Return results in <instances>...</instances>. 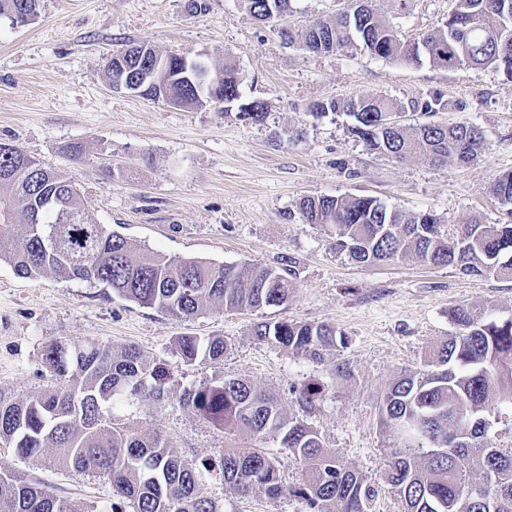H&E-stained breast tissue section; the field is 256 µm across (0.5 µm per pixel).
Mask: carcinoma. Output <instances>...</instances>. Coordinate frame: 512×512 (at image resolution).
I'll use <instances>...</instances> for the list:
<instances>
[{"label":"carcinoma","mask_w":512,"mask_h":512,"mask_svg":"<svg viewBox=\"0 0 512 512\" xmlns=\"http://www.w3.org/2000/svg\"><path fill=\"white\" fill-rule=\"evenodd\" d=\"M242 2L264 22L283 18L290 8V0ZM39 8L40 0H0V18L18 25ZM299 37L306 50L319 55L359 50L410 66L427 61L451 71L493 67L512 79V0H455L443 26L412 39L402 37L375 6L320 19ZM160 55L142 42L128 44L110 55L104 74L113 89L120 79L134 86L131 93L154 100L143 79ZM162 56L176 78L174 94L181 107L203 106L205 98L196 88L178 80L185 68L179 53ZM214 77L208 97L237 100L240 120L254 125L266 121V103L243 96L234 63L225 61ZM446 106L437 97L405 102L362 94L318 101L312 111L353 117L349 131L369 151L438 165L471 163L478 158L483 133L469 122L385 126L396 113L433 115ZM493 193L512 217L511 172L499 176ZM299 212L307 224L332 227L334 249L358 263L415 257L453 266L465 275L512 277V222L468 221L449 233L430 212H407L350 195L305 197ZM70 214L84 216L86 207L67 174L13 145L0 147V260L22 278L52 274L98 284L176 319H191L216 305L227 310L279 307L292 292L291 272L161 256L101 224L71 223ZM450 319L456 335L419 369L393 381L380 404V425L388 436L381 448L385 477L404 512H448L466 493V512H512V445L495 446L487 438L499 420L489 399L498 396L512 404V318L461 303L451 309ZM253 336L312 360L348 343L343 332L326 323L264 320L254 326ZM175 351L187 363L201 357L219 365L228 345L221 336H180ZM42 362L55 386L26 399L0 393L1 446L45 468L107 477L112 483L110 512H218L195 468L160 433L137 434L112 416L111 405L127 397L153 402L167 397L165 371L140 348L52 341L43 348ZM181 401L226 430L279 443L298 465V482L286 486L276 459L264 449L224 448L203 467L218 472L239 494L258 491L274 499L288 493L303 500L307 512H365L371 495L365 477L324 449L315 429L286 417L274 394L247 380L222 376L185 390ZM487 477L496 481L492 498L480 488ZM0 512L88 510L83 501L61 497L39 481L0 474Z\"/></svg>","instance_id":"cac0c4a2"}]
</instances>
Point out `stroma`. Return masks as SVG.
Listing matches in <instances>:
<instances>
[{
	"label": "stroma",
	"instance_id": "35a3bbf8",
	"mask_svg": "<svg viewBox=\"0 0 512 512\" xmlns=\"http://www.w3.org/2000/svg\"><path fill=\"white\" fill-rule=\"evenodd\" d=\"M41 0L39 18L15 26L0 20V142L46 167L64 171L85 198L89 222L166 257L211 263L294 266L286 304L264 310L213 308L175 319L79 280L19 277L0 262V393L27 398L49 388L41 362L45 343L87 340L139 347L170 374V395L156 404L117 402L113 413L141 433H161L198 470L220 512H305L293 496H243L202 460L253 439L206 422L179 401L185 389L220 377L249 380L274 393L287 416L316 429L324 448L362 473L372 488L367 512H402L384 478L387 439L378 407L391 381L421 366L426 352L455 335L450 309L460 303L512 315V277L465 276L416 258L369 265L331 248L327 230L305 223L307 196L373 197L387 206L436 214L447 225L473 219L504 224L505 207L491 187L512 171V80L491 68L447 71L408 67L363 51L315 55L288 43L282 27L300 31L343 8V0H291L278 22L254 19L242 0ZM407 38L441 26L454 0H377ZM158 51L203 54L213 67L233 61L245 96L264 100V124L244 123L216 107L186 109L114 91L103 59L129 42ZM377 93L404 101L438 96L437 123L466 120L484 135L474 163L434 165L368 151L342 114L321 118L311 103ZM293 129L291 139L281 138ZM83 147L72 161L70 145ZM262 320L329 323L348 346L313 362L252 335ZM224 337L223 364L184 362L177 337ZM351 376L336 377L338 362ZM322 392L303 403L305 385ZM0 472L29 476L79 497L91 512L112 501L108 478L36 465L0 448Z\"/></svg>",
	"mask_w": 512,
	"mask_h": 512
}]
</instances>
